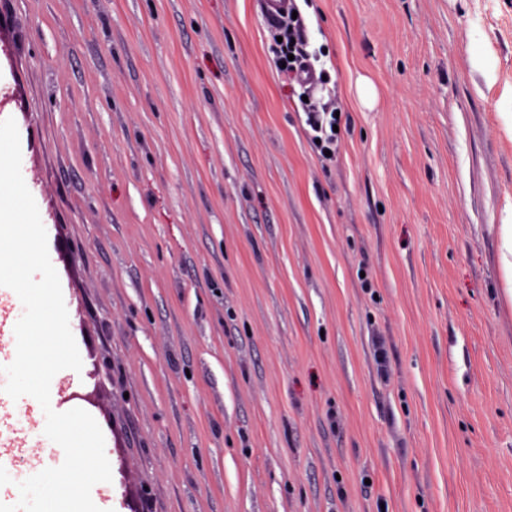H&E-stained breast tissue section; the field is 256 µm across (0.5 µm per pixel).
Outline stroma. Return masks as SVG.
I'll return each instance as SVG.
<instances>
[{
  "mask_svg": "<svg viewBox=\"0 0 512 512\" xmlns=\"http://www.w3.org/2000/svg\"><path fill=\"white\" fill-rule=\"evenodd\" d=\"M293 7L307 103L266 0H0L82 359L51 407L104 434L102 512H512V0ZM29 441L0 414L13 503ZM317 114L318 113H316V112H310L309 113V118H308L309 125L311 126V128L315 132L322 133L323 135L326 136L325 137V141H326L327 145H324V139L321 136H314V140H315V142H316V139L320 140V143H317V144L320 145L321 152L324 155H325V151H330L331 155H335L336 148L334 150L331 148V146L336 144V134L333 131V125H336V115H335V112H331L330 113L331 114V120L329 121V127H330V130L332 132V135H326L325 127L322 124V119ZM512 215H507L503 224H500L499 260L502 276L508 288L505 292L512 300Z\"/></svg>",
  "mask_w": 512,
  "mask_h": 512,
  "instance_id": "stroma-1",
  "label": "stroma"
}]
</instances>
